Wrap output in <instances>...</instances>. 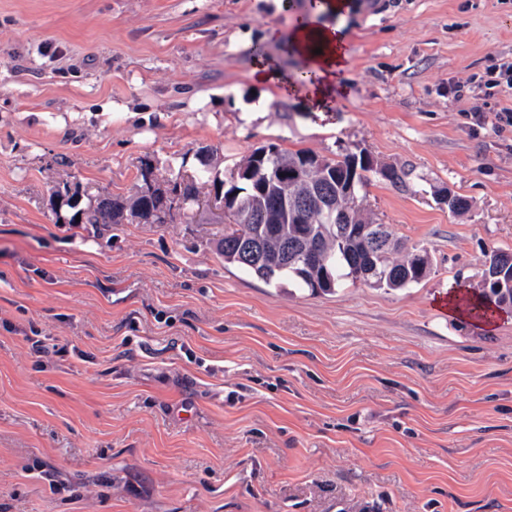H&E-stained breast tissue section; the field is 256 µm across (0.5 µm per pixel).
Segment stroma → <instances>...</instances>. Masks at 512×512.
Here are the masks:
<instances>
[{"instance_id":"obj_1","label":"stroma","mask_w":512,"mask_h":512,"mask_svg":"<svg viewBox=\"0 0 512 512\" xmlns=\"http://www.w3.org/2000/svg\"><path fill=\"white\" fill-rule=\"evenodd\" d=\"M311 16L346 52L320 105L259 72L306 66L281 47ZM510 60L512 0H0V512H512V310L440 306L512 250V89L488 86ZM271 144L407 171L363 204L430 274L314 295L225 263L211 185L161 224L57 197ZM443 299L448 316L458 318L477 316V319L486 328H491L499 316L497 310L485 307L481 304V299L470 293L448 292V297Z\"/></svg>"}]
</instances>
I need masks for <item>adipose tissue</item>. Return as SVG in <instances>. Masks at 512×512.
<instances>
[{
    "instance_id": "ef3b65f1",
    "label": "adipose tissue",
    "mask_w": 512,
    "mask_h": 512,
    "mask_svg": "<svg viewBox=\"0 0 512 512\" xmlns=\"http://www.w3.org/2000/svg\"><path fill=\"white\" fill-rule=\"evenodd\" d=\"M294 41L304 46L308 52L310 59L308 69L315 77L314 82L302 86L301 91L310 100L321 102L323 94L320 77L324 72L338 71L344 66L346 54L343 38L337 30L310 22L298 28Z\"/></svg>"
}]
</instances>
